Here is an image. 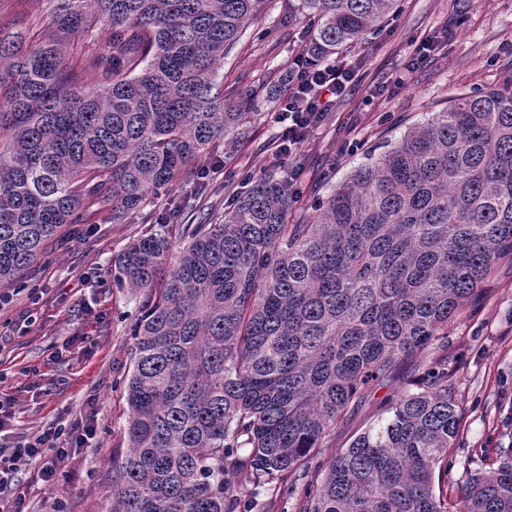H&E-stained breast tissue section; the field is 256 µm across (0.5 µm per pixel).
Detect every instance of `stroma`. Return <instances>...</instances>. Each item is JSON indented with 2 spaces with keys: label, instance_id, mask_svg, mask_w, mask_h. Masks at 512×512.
<instances>
[{
  "label": "stroma",
  "instance_id": "stroma-1",
  "mask_svg": "<svg viewBox=\"0 0 512 512\" xmlns=\"http://www.w3.org/2000/svg\"><path fill=\"white\" fill-rule=\"evenodd\" d=\"M286 7L287 0H266L260 18L224 60L225 96L251 93L259 101L235 151L225 154L223 143H216L199 161L207 176L179 178L163 199L148 198L144 217L163 214L180 224L183 201L197 193L227 203L245 176L278 174L271 152L282 128L279 89L301 44L299 25L281 23ZM420 41L436 44L422 60L415 54ZM340 60L360 80L297 151L300 194L288 216L292 224L301 223L311 202L347 178L367 153H381L454 95L495 88L512 77V0H397L382 30ZM402 73L406 83L395 84ZM145 229L141 221L113 223L111 209L97 210L85 223L63 225L17 282L0 283V393L12 400L0 445L25 443L82 414L92 415L97 427L91 448L75 453L57 486L37 481L36 466L19 471L16 489L30 512H49L59 497L69 512L108 510L112 458L127 446L124 387L133 367L130 325L139 302L113 282L112 259ZM437 356L426 349L397 379L371 386L331 432L325 455L348 447L384 418L419 366ZM448 375L460 417L448 455L453 505L465 462L494 458L497 448L512 443V262H500L449 328ZM312 475L303 468L254 490L239 512H299Z\"/></svg>",
  "mask_w": 512,
  "mask_h": 512
}]
</instances>
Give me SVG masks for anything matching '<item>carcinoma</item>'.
Segmentation results:
<instances>
[{
    "instance_id": "1",
    "label": "carcinoma",
    "mask_w": 512,
    "mask_h": 512,
    "mask_svg": "<svg viewBox=\"0 0 512 512\" xmlns=\"http://www.w3.org/2000/svg\"><path fill=\"white\" fill-rule=\"evenodd\" d=\"M49 2L51 36L0 30V282L89 205L121 224L217 141L232 150L255 106L224 99L218 63L264 0ZM395 2L288 0V21L302 15L306 52L328 59ZM297 194L285 169L222 211L187 203L174 264L162 216L112 261L140 300L110 512H236L318 455L370 383L448 346V323L512 262V85L457 96L290 224ZM459 426L440 358L328 457L302 512H448L436 484ZM464 472L458 512H512V445Z\"/></svg>"
}]
</instances>
